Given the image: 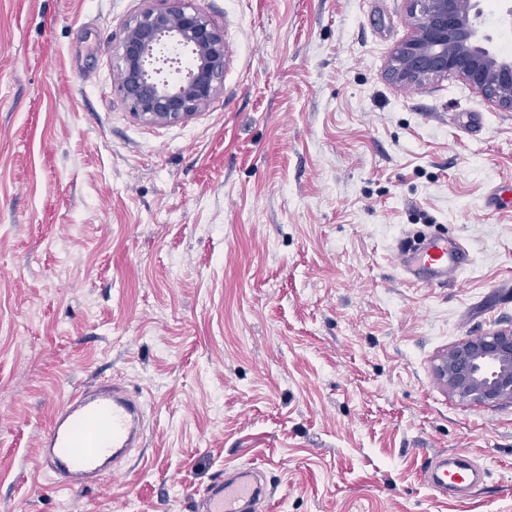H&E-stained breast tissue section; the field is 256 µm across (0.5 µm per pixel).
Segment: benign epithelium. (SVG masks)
<instances>
[{"label": "benign epithelium", "instance_id": "7a95c632", "mask_svg": "<svg viewBox=\"0 0 512 512\" xmlns=\"http://www.w3.org/2000/svg\"><path fill=\"white\" fill-rule=\"evenodd\" d=\"M411 24L388 65L390 79L402 86L433 77L455 75L498 108L512 111V59L494 55L483 45L474 0H406ZM194 49L196 63L175 84L148 77L145 62L160 40ZM118 84L123 99L139 118L176 124L205 107L221 90L228 45L224 32L182 0L167 8L147 7L131 19L116 48ZM436 373L448 391L463 402L495 406L512 402V328L467 337L440 357Z\"/></svg>", "mask_w": 512, "mask_h": 512}]
</instances>
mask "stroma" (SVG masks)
<instances>
[{"label": "stroma", "mask_w": 512, "mask_h": 512, "mask_svg": "<svg viewBox=\"0 0 512 512\" xmlns=\"http://www.w3.org/2000/svg\"><path fill=\"white\" fill-rule=\"evenodd\" d=\"M224 87L170 125L118 90L128 20L163 0H0V512H195L258 467V512H512V403L451 396L448 347L512 327V112L456 76H387L405 0H184ZM488 46L512 58L501 0ZM460 240L456 280L394 247ZM140 393L120 474L64 490L39 439L74 388ZM484 473L464 497L436 456ZM399 266L416 283L434 285L455 280L470 265V255L456 239L439 234L402 239L396 247ZM480 469L474 464L462 467V471L449 476L448 460L445 457L434 458L425 472V481L437 497H448V490H469L477 481Z\"/></svg>", "instance_id": "obj_1"}]
</instances>
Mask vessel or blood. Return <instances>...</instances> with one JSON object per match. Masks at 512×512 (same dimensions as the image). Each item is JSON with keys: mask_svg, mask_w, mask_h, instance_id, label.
Returning a JSON list of instances; mask_svg holds the SVG:
<instances>
[{"mask_svg": "<svg viewBox=\"0 0 512 512\" xmlns=\"http://www.w3.org/2000/svg\"><path fill=\"white\" fill-rule=\"evenodd\" d=\"M396 257L414 282L430 286L456 279L470 264V255L459 241L439 234L402 239ZM141 415L138 400L119 386L75 389L64 398L41 438L42 460L62 476L63 488L85 487L137 442ZM479 473L473 464L449 472L448 460L441 456L431 461L425 481L435 496L444 497L453 489H470ZM264 494L252 468H240L214 480L202 512H251Z\"/></svg>", "mask_w": 512, "mask_h": 512, "instance_id": "vessel-or-blood-1", "label": "vessel or blood"}]
</instances>
